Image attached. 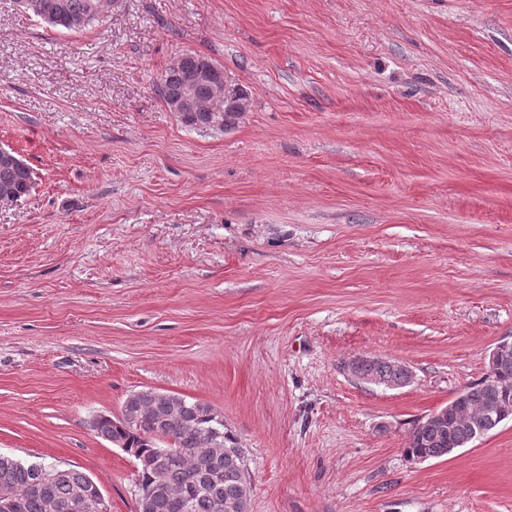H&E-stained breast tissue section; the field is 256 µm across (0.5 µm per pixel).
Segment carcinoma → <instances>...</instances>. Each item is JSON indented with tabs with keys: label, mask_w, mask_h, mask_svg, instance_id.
Masks as SVG:
<instances>
[{
	"label": "carcinoma",
	"mask_w": 512,
	"mask_h": 512,
	"mask_svg": "<svg viewBox=\"0 0 512 512\" xmlns=\"http://www.w3.org/2000/svg\"><path fill=\"white\" fill-rule=\"evenodd\" d=\"M100 0H15L22 13L54 30L79 32L100 22ZM205 56L183 51L165 69L156 85L162 100L179 92L187 75ZM227 84L224 102L213 99V87ZM192 110L183 120L210 127L221 114L245 112L249 106L244 89L212 65L208 78L191 88ZM34 187L32 168L25 162L5 169L0 166V190L8 189L23 199ZM496 379L484 375L461 391V402H448V415L428 416L413 423L407 446L408 460H429L448 455L471 441L469 421L488 409L512 402L499 392V382H512V356L495 370ZM357 377L388 388L407 384L404 365L392 360H359ZM98 437L134 459L135 487L145 496L137 499V512H249L253 487L246 472L245 452L238 438L224 430V416L212 405L189 401L178 394L143 389L129 394L116 416L101 415L93 426ZM91 478L73 468L21 461L0 453V489L14 496L11 512H107V505L91 497L78 498Z\"/></svg>",
	"instance_id": "cac0c4a2"
}]
</instances>
